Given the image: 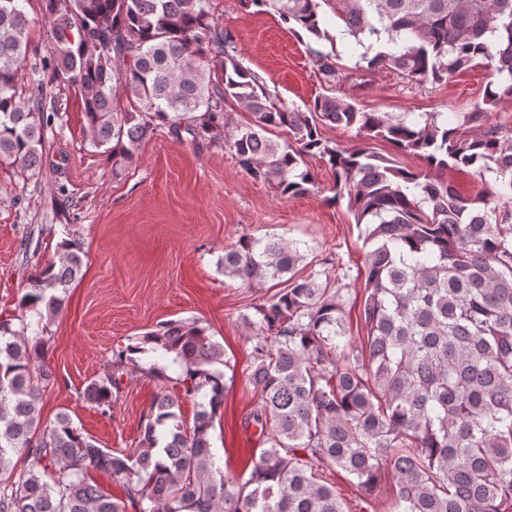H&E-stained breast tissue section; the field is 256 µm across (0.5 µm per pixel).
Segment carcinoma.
Returning a JSON list of instances; mask_svg holds the SVG:
<instances>
[{
    "mask_svg": "<svg viewBox=\"0 0 512 512\" xmlns=\"http://www.w3.org/2000/svg\"><path fill=\"white\" fill-rule=\"evenodd\" d=\"M25 0H0V165L25 179L43 167L55 102L41 74L84 93L96 147L112 145V170L158 129L191 141L224 136L253 178L280 194L318 189L307 160L333 172L331 200L347 199L365 225L363 316L366 335L347 334L340 289L313 271L295 274L298 243L242 235L219 268L248 287L284 288L244 317L253 342L249 384L260 401L243 423L259 454L235 478L212 442L224 407V347L197 321L169 320L112 351L83 397L106 416L123 378L167 379V366L143 369L137 355L159 353L180 369L173 395L161 388L127 450L102 448L66 413L41 425L40 403L57 382L43 364L47 344L27 313L51 320L63 309L84 253L72 239L59 261L24 288L21 314L0 321V512H346L317 467L347 473L365 495L383 471L396 479L394 512H512V127L487 126L512 102V0H336L342 34L363 45L388 35L353 69H387L414 84L448 82L486 60L493 79L482 98L455 112L418 118L364 111L335 95L341 56L320 49L336 37L319 0H247L270 8L307 39L325 93L301 108L271 92L233 50L210 0H44L49 55L30 44ZM126 99L129 108L118 111ZM251 114L241 127L225 110ZM356 130L360 145L330 144L320 126ZM288 129V140L265 136ZM387 141L419 156L423 171L376 151ZM495 175L486 195H461L448 173ZM195 403L192 424L181 398ZM28 463L17 470L14 458ZM102 472L122 495L92 480Z\"/></svg>",
    "mask_w": 512,
    "mask_h": 512,
    "instance_id": "cac0c4a2",
    "label": "carcinoma"
}]
</instances>
